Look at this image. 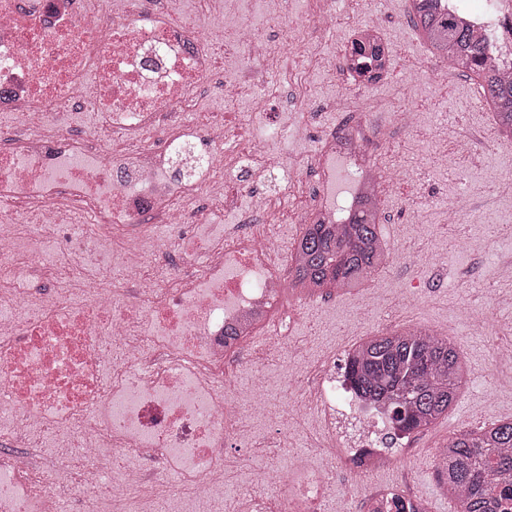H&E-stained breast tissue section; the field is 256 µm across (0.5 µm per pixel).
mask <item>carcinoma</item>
I'll use <instances>...</instances> for the list:
<instances>
[{"label": "carcinoma", "mask_w": 512, "mask_h": 512, "mask_svg": "<svg viewBox=\"0 0 512 512\" xmlns=\"http://www.w3.org/2000/svg\"><path fill=\"white\" fill-rule=\"evenodd\" d=\"M408 13L428 51L479 83L499 133L512 138V78L491 66L483 41L441 12L438 0H409ZM350 56L360 76L386 64L378 45L354 42ZM380 224L381 208L369 191L344 223L302 225L300 260L289 270V288L297 294H329L359 287L388 262ZM347 376L361 396L386 406L394 435L406 437L444 417L464 379L455 345L423 330L365 340L351 355ZM435 467L440 484L450 489L461 512H497L496 484L512 481V419L452 434L435 454Z\"/></svg>", "instance_id": "1"}]
</instances>
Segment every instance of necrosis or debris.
<instances>
[{
    "label": "necrosis or debris",
    "instance_id": "obj_1",
    "mask_svg": "<svg viewBox=\"0 0 512 512\" xmlns=\"http://www.w3.org/2000/svg\"><path fill=\"white\" fill-rule=\"evenodd\" d=\"M480 34L487 56L512 75V0H439ZM236 14L229 29L197 37L167 0H0V512H64L80 495L84 512L213 508L224 502V450L249 448L248 415H272L279 434L315 418L327 439L303 473L254 469L236 512H322L337 472L353 481L397 465L409 443L391 437L385 408L356 396L344 360L332 357L305 378L287 368L288 399L270 414L265 379L247 352L251 326L264 350L283 353L298 318L272 312L295 248H283L266 218L275 195L311 174L313 204H292L298 223L335 221L355 210L362 186L339 194L340 168L357 170L367 146L384 144L414 112L354 110L345 61L314 53L309 67L339 84L327 111L354 110L344 131L313 132L291 119L244 137L236 108L256 76L226 77L224 109L194 120L204 93L238 51L293 71L294 37L336 29L333 0L284 13L275 37ZM92 116L86 129L53 124L54 112ZM320 139L295 162L274 154L276 136ZM253 172L252 184L237 177ZM206 195L235 211L214 223ZM29 214L35 221L19 223ZM149 224L165 225L149 236ZM252 373L255 400L243 407L237 374ZM118 454L139 457L122 475Z\"/></svg>",
    "mask_w": 512,
    "mask_h": 512
}]
</instances>
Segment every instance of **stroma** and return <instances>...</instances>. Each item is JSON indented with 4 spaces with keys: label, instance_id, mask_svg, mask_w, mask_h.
Instances as JSON below:
<instances>
[{
    "label": "stroma",
    "instance_id": "obj_1",
    "mask_svg": "<svg viewBox=\"0 0 512 512\" xmlns=\"http://www.w3.org/2000/svg\"><path fill=\"white\" fill-rule=\"evenodd\" d=\"M335 6L339 17L335 34L299 43L298 52H340L354 25L369 18L380 20L390 78L375 88L355 89L353 97L358 102L374 100L420 114L419 126L400 131L395 140L402 168L395 182L387 186L383 202L381 232L401 254L378 269L367 284L313 302H299L290 290H283L279 309L292 308L299 315L288 340V353L259 358L257 367L267 380L270 403L276 404L283 398L288 361L312 372L328 354L340 351L359 327L377 333L396 325L450 339L460 354L464 384L447 416L431 429L412 434L407 458L397 468L360 482L337 473L327 491L326 507L333 512L337 497L345 494L352 512H363L370 490L403 483L412 496L426 503L428 512H458L456 502L443 493L437 479L436 448L458 427L476 429L512 417V363L493 367L491 353L493 345L507 341L503 330L506 322H512V307L491 308L495 325L487 335L477 332L462 311L471 294L512 284V192L502 186L504 180L512 178V140L498 135L472 78L458 73L445 87L434 84L428 69L419 63L427 49L410 23L407 0H358L353 6L336 0ZM263 74L268 87L276 89L277 98L251 96L243 100L242 107L249 112H266L268 122L275 123L284 101L293 97L295 83L275 66H264ZM335 90L331 80L310 73L300 109L318 112L319 124L341 126L346 113L320 109ZM437 118L465 129L481 142L478 155L462 166L460 176L442 172L434 163L445 150L444 144L430 136V124ZM456 196L470 202V213L458 226L449 223L447 207L449 198ZM421 244L430 252L447 253V268L404 255V247ZM251 424L261 447L224 450V512H233L251 468L290 473L312 460L311 421L294 428L279 447L265 419H252Z\"/></svg>",
    "mask_w": 512,
    "mask_h": 512
}]
</instances>
